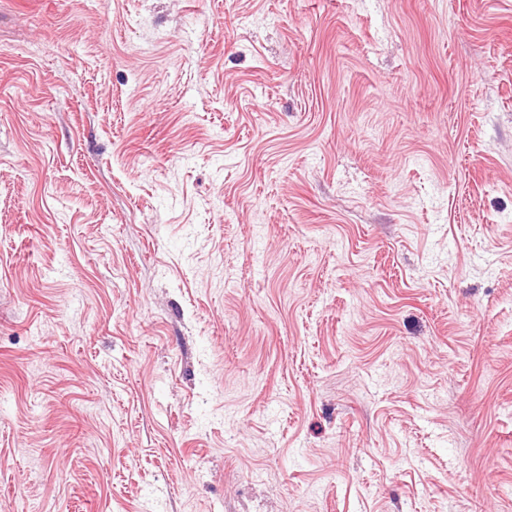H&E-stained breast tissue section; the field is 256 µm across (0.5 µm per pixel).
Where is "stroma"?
<instances>
[{"label": "stroma", "mask_w": 512, "mask_h": 512, "mask_svg": "<svg viewBox=\"0 0 512 512\" xmlns=\"http://www.w3.org/2000/svg\"><path fill=\"white\" fill-rule=\"evenodd\" d=\"M0 512H512V0H0Z\"/></svg>", "instance_id": "stroma-1"}]
</instances>
